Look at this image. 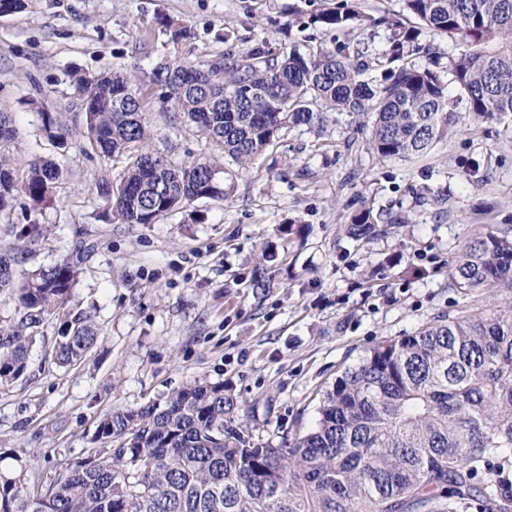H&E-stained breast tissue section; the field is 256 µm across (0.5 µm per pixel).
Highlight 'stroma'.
Masks as SVG:
<instances>
[{
  "instance_id": "35a3bbf8",
  "label": "stroma",
  "mask_w": 512,
  "mask_h": 512,
  "mask_svg": "<svg viewBox=\"0 0 512 512\" xmlns=\"http://www.w3.org/2000/svg\"><path fill=\"white\" fill-rule=\"evenodd\" d=\"M341 0H27L0 14V112L17 135L0 150L53 159L64 171L46 205L17 196L0 214V244L30 225L42 234L27 266L80 252L72 302L93 309L98 343L72 367L49 351L60 318L47 317L23 377L0 387V469L23 467L52 484L93 447L99 421L164 400L193 379L230 384L263 437L312 429L322 391L376 343L437 319L505 306L506 289L455 287L450 269L475 238L512 235V127L461 115L426 155L379 161L369 128L331 114L324 128L288 130L239 176L228 200H198L155 224L106 218L97 193L121 166L56 148L42 115L71 128L82 114L71 74H135L150 147L180 165L216 149L157 79L160 68L209 63L227 52L335 43L315 14ZM425 202L416 203V194ZM406 213L360 240L346 232L360 203ZM300 233L284 235L286 223ZM268 286L253 288L255 269Z\"/></svg>"
}]
</instances>
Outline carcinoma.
<instances>
[{
    "label": "carcinoma",
    "mask_w": 512,
    "mask_h": 512,
    "mask_svg": "<svg viewBox=\"0 0 512 512\" xmlns=\"http://www.w3.org/2000/svg\"><path fill=\"white\" fill-rule=\"evenodd\" d=\"M410 20L344 4L315 16L343 32L332 48L292 45L227 53L211 64L166 67L169 97L231 165L202 157L175 166L149 149L135 78L110 71L75 78L86 145L123 164L98 194L122 224H155L186 203L233 196L240 171L296 126L322 128L329 113L370 123L380 160L412 158L448 139L451 76L467 110L485 122L512 117V0H404ZM385 25L389 46L367 58L350 35ZM434 30L461 48L422 43ZM43 130L63 144L74 132L56 113ZM61 170L0 152V214L22 193L38 206ZM381 215L363 204L350 237L372 236ZM23 244L0 246V385L27 371L45 316L62 314L53 357L76 364L98 342L89 309L70 306L69 258L21 268ZM458 288L512 291V236L489 233L451 269ZM313 429L278 444L237 420L224 383L194 380L164 403L103 417L94 448L53 484L0 472V512H512V308L437 320L413 336L379 342L327 388Z\"/></svg>",
    "instance_id": "carcinoma-1"
}]
</instances>
